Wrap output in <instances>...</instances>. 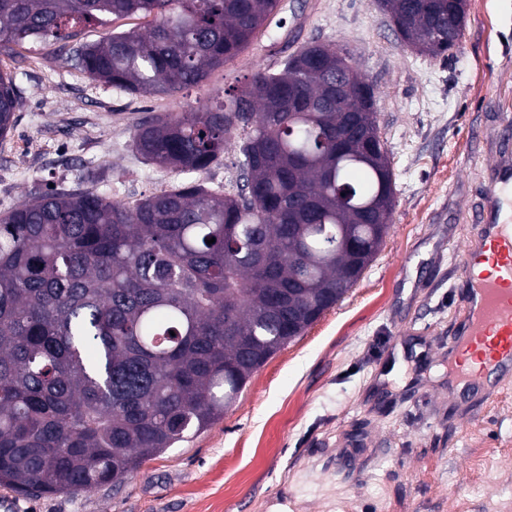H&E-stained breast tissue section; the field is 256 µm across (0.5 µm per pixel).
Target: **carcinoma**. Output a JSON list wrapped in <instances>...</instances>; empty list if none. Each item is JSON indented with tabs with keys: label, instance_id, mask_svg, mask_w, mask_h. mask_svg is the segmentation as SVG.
<instances>
[{
	"label": "carcinoma",
	"instance_id": "obj_1",
	"mask_svg": "<svg viewBox=\"0 0 512 512\" xmlns=\"http://www.w3.org/2000/svg\"><path fill=\"white\" fill-rule=\"evenodd\" d=\"M398 33L456 46L451 0H379ZM277 0H0V51L68 42L95 82L139 95L202 83L244 50ZM347 69L345 111L325 70ZM375 90L326 44L289 55L211 107L135 128L145 161L208 168L240 134L235 195L184 183L130 205L42 192L0 214V487L73 495L116 482L224 417L250 376L336 305L382 246L395 204ZM0 72V138L15 127ZM215 239L212 244L209 239ZM146 24L147 19L124 18L109 21L105 25L91 24L88 26H81L76 28L78 32L77 41H96L111 32L113 29H116V31H122L130 28H143Z\"/></svg>",
	"mask_w": 512,
	"mask_h": 512
}]
</instances>
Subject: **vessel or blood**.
Segmentation results:
<instances>
[{
  "label": "vessel or blood",
  "instance_id": "1",
  "mask_svg": "<svg viewBox=\"0 0 512 512\" xmlns=\"http://www.w3.org/2000/svg\"><path fill=\"white\" fill-rule=\"evenodd\" d=\"M507 202L512 203V177L490 179L486 205L493 217L482 225L478 241L468 242L463 251L468 315L456 344L465 349L468 365L456 379L467 390L512 372V233L498 218Z\"/></svg>",
  "mask_w": 512,
  "mask_h": 512
}]
</instances>
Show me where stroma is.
Masks as SVG:
<instances>
[{"label": "stroma", "instance_id": "stroma-1", "mask_svg": "<svg viewBox=\"0 0 512 512\" xmlns=\"http://www.w3.org/2000/svg\"><path fill=\"white\" fill-rule=\"evenodd\" d=\"M313 43L375 89L395 189L381 250L221 420L114 486L0 487L14 512H512V374L467 396L448 379L473 211L512 159V0H467L459 43L437 58L408 47L377 0H278L235 59L168 94L92 82L57 44L0 53L20 101L0 139V213L52 188L129 203L169 191L183 176L133 150L137 122L225 100ZM240 160L230 142L193 178L237 193ZM484 448L496 454L477 463Z\"/></svg>", "mask_w": 512, "mask_h": 512}]
</instances>
